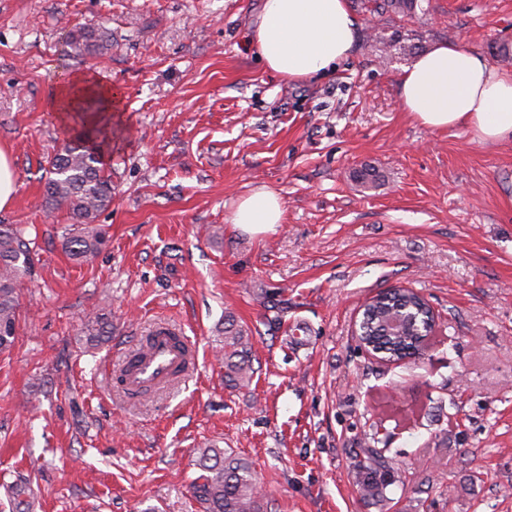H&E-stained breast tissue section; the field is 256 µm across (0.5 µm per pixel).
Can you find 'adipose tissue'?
Segmentation results:
<instances>
[{"label":"adipose tissue","instance_id":"ef3b65f1","mask_svg":"<svg viewBox=\"0 0 512 512\" xmlns=\"http://www.w3.org/2000/svg\"><path fill=\"white\" fill-rule=\"evenodd\" d=\"M356 28L347 0H263L250 43L268 72L302 80L347 59ZM397 83L401 111L429 130L462 128L482 142L512 139V74L463 45L431 46L402 69ZM85 93L101 96L110 111L120 109L118 89L82 73L59 86L55 102L70 109ZM283 215L280 197L260 188L240 199L231 221L265 234Z\"/></svg>","mask_w":512,"mask_h":512}]
</instances>
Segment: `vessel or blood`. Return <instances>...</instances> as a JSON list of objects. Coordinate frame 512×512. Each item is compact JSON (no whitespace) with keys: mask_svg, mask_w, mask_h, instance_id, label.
Masks as SVG:
<instances>
[{"mask_svg":"<svg viewBox=\"0 0 512 512\" xmlns=\"http://www.w3.org/2000/svg\"><path fill=\"white\" fill-rule=\"evenodd\" d=\"M192 348L177 331L166 324L154 327L139 350L131 352L116 378V384L129 397L164 386L175 372L189 369Z\"/></svg>","mask_w":512,"mask_h":512,"instance_id":"vessel-or-blood-1","label":"vessel or blood"}]
</instances>
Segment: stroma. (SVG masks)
Masks as SVG:
<instances>
[{"mask_svg": "<svg viewBox=\"0 0 512 512\" xmlns=\"http://www.w3.org/2000/svg\"><path fill=\"white\" fill-rule=\"evenodd\" d=\"M348 0L354 48L288 82L247 41L261 0H0V147L39 262L0 354V512H200L201 448L248 461L272 512H512V140L429 131L398 103L403 66L458 42L512 71V0ZM76 27L107 29L77 56ZM85 73L122 93L112 115L111 241L68 259L66 208L42 177L69 134L56 88ZM284 204L275 231L232 224L252 189ZM393 287L434 309L423 359L389 364L353 334ZM107 314L91 343L84 321ZM256 374L224 383V318ZM160 321L199 348L188 381L137 399L111 372ZM403 482L363 498L354 456L376 427ZM24 483V495L10 487ZM111 40L105 30L82 28L73 33L70 46L78 56L95 55L107 50Z\"/></svg>", "mask_w": 512, "mask_h": 512, "instance_id": "obj_1", "label": "stroma"}]
</instances>
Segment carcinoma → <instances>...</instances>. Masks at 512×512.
Wrapping results in <instances>:
<instances>
[{
	"label": "carcinoma",
	"instance_id": "cac0c4a2",
	"mask_svg": "<svg viewBox=\"0 0 512 512\" xmlns=\"http://www.w3.org/2000/svg\"><path fill=\"white\" fill-rule=\"evenodd\" d=\"M111 46V34L99 29H79L71 47L79 56L95 55ZM81 130L49 160L43 203L48 208L64 206L73 223L59 238L61 250L78 264L91 263L106 246L105 225L96 223L112 206V178L104 167V146L112 136L107 125L87 128L86 116H78ZM22 224H0V352L9 350L17 333L18 288L32 276L37 254ZM434 318L422 296L409 288L378 293L368 301L359 321L360 340L368 352L378 351L389 362L413 354L421 337L433 330ZM112 333L102 314L86 319V334L97 342ZM255 369L249 336L237 322L224 319V380L242 388L251 384ZM386 444L379 432L371 434L365 448L355 455V479L363 496L385 506L391 502L388 487L396 484L393 468L378 445ZM200 474L189 484L201 512H268L265 494L251 465L232 450L210 445L201 449Z\"/></svg>",
	"mask_w": 512,
	"mask_h": 512
}]
</instances>
